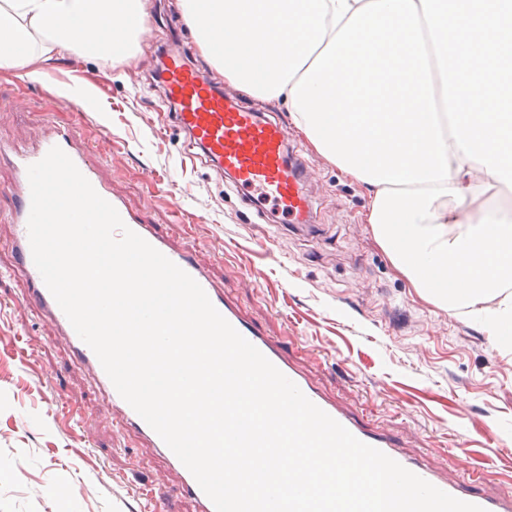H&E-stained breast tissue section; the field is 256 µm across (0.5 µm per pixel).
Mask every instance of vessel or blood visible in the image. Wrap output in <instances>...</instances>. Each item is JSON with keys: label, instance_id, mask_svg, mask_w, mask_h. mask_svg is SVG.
I'll use <instances>...</instances> for the list:
<instances>
[{"label": "vessel or blood", "instance_id": "b4317fda", "mask_svg": "<svg viewBox=\"0 0 512 512\" xmlns=\"http://www.w3.org/2000/svg\"><path fill=\"white\" fill-rule=\"evenodd\" d=\"M162 85L168 102L176 108L179 129L188 132L201 148L204 160L217 162L229 176L236 191L278 211L284 223L306 224L312 215L313 201L305 188V169L288 154V129L278 115H264L238 104L227 96L213 74L188 59L183 46H175L163 57ZM61 148L95 191L118 211L125 225L144 238L169 260L188 273L204 289L220 314L304 395L328 415L346 427L356 438L369 444L442 491L484 508L485 512H512V495L469 494L459 483L417 462L402 450L391 433L368 426L352 412L338 406L315 386L290 357L280 341L273 339L245 318L224 295L210 275L206 263L192 253L171 246L166 235L142 214L128 209L121 196L102 182L98 167L88 149L68 134L53 131L37 147H13L0 144V158L11 164L14 185L11 189L16 205L11 213L12 249L29 283L28 298L53 325L56 336L69 346L72 356L103 390L112 408L118 430L134 432L147 445L162 454L179 477L175 487L165 481L145 483L139 498L147 512H157L166 499L184 497L196 505V512H215L212 501L204 494L190 471L167 447L158 434L119 395L91 348L75 332L68 318L46 287L33 259L27 222L31 207L27 175L29 165L40 161L52 147Z\"/></svg>", "mask_w": 512, "mask_h": 512}]
</instances>
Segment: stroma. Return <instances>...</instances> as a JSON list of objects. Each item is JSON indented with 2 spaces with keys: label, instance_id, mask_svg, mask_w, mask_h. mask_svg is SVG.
I'll return each instance as SVG.
<instances>
[{
  "label": "stroma",
  "instance_id": "35a3bbf8",
  "mask_svg": "<svg viewBox=\"0 0 512 512\" xmlns=\"http://www.w3.org/2000/svg\"><path fill=\"white\" fill-rule=\"evenodd\" d=\"M151 23L131 59L62 55L33 62L43 78L0 69V141L32 147L51 130L87 146L101 178L179 248L206 260L225 296L278 336L329 395L373 427L399 433L420 461L512 494V344L474 318L422 298L363 221L364 186L296 127L314 203L308 229H288L244 203L215 167L185 154L150 87L159 47L178 34L179 0H150ZM67 87L84 92L74 112ZM13 172L0 163V512H143L135 496L165 460L112 412L67 346L26 301L9 244ZM197 216L196 232L178 224Z\"/></svg>",
  "mask_w": 512,
  "mask_h": 512
}]
</instances>
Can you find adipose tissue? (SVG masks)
Wrapping results in <instances>:
<instances>
[{"mask_svg":"<svg viewBox=\"0 0 512 512\" xmlns=\"http://www.w3.org/2000/svg\"><path fill=\"white\" fill-rule=\"evenodd\" d=\"M369 0H181L198 44L225 81L263 99L291 90ZM148 0H0V69L70 53L126 59L147 32ZM241 48L226 58L218 37ZM444 184L368 185L366 221L392 263L420 295L448 311L486 322L512 338V212L488 192L498 181L449 146ZM437 265L456 272L452 287L425 276Z\"/></svg>","mask_w":512,"mask_h":512,"instance_id":"ef3b65f1","label":"adipose tissue"}]
</instances>
